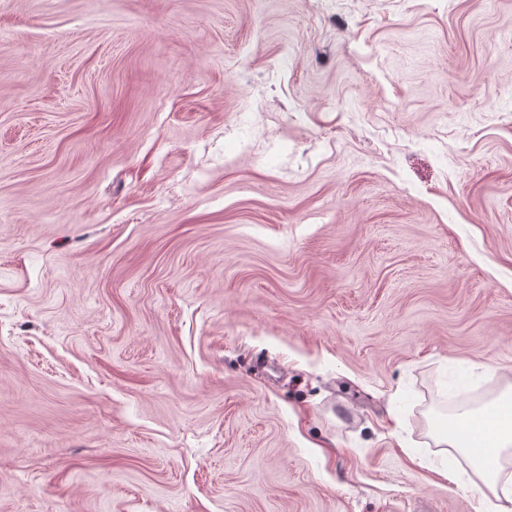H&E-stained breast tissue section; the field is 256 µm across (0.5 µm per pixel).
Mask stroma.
Masks as SVG:
<instances>
[{
  "instance_id": "1",
  "label": "stroma",
  "mask_w": 512,
  "mask_h": 512,
  "mask_svg": "<svg viewBox=\"0 0 512 512\" xmlns=\"http://www.w3.org/2000/svg\"><path fill=\"white\" fill-rule=\"evenodd\" d=\"M512 389V0H0V512H476ZM454 418L459 425L471 429V436L463 442L449 433L462 438L468 436L467 431L457 427L448 418V430L439 427L433 429L432 437L436 447L455 448L472 460L487 490L478 485L475 487L481 503L480 512H511V477L500 484V476L501 457L512 449V394L501 396L489 408L471 409L463 405L454 414ZM473 448L477 451L486 449L477 453Z\"/></svg>"
}]
</instances>
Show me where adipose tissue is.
Wrapping results in <instances>:
<instances>
[{
  "label": "adipose tissue",
  "instance_id": "obj_1",
  "mask_svg": "<svg viewBox=\"0 0 512 512\" xmlns=\"http://www.w3.org/2000/svg\"><path fill=\"white\" fill-rule=\"evenodd\" d=\"M454 418L470 428V437L462 441L437 427L432 432L436 447L447 446L470 457L484 485L478 493L480 512H512V482L501 478V457L512 450V394L484 409L460 407Z\"/></svg>",
  "mask_w": 512,
  "mask_h": 512
}]
</instances>
